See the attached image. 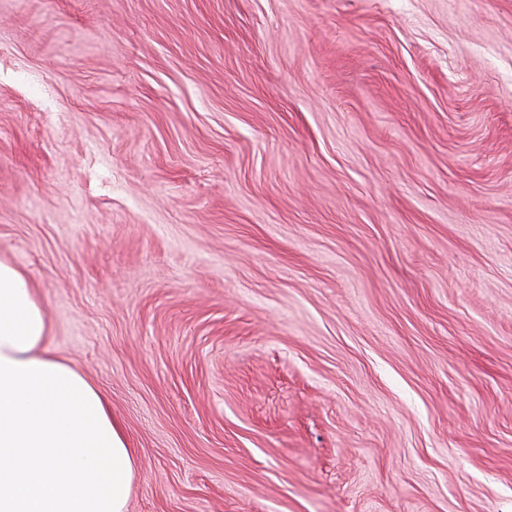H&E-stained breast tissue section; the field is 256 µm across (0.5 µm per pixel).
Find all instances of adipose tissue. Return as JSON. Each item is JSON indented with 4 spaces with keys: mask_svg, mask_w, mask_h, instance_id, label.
I'll list each match as a JSON object with an SVG mask.
<instances>
[{
    "mask_svg": "<svg viewBox=\"0 0 512 512\" xmlns=\"http://www.w3.org/2000/svg\"><path fill=\"white\" fill-rule=\"evenodd\" d=\"M137 457L57 353L27 276L0 260V512H125Z\"/></svg>",
    "mask_w": 512,
    "mask_h": 512,
    "instance_id": "ef3b65f1",
    "label": "adipose tissue"
}]
</instances>
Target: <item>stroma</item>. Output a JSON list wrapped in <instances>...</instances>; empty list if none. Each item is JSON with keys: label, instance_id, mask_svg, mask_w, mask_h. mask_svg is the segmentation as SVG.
I'll return each instance as SVG.
<instances>
[{"label": "stroma", "instance_id": "35a3bbf8", "mask_svg": "<svg viewBox=\"0 0 512 512\" xmlns=\"http://www.w3.org/2000/svg\"><path fill=\"white\" fill-rule=\"evenodd\" d=\"M126 512H512V0H0V259Z\"/></svg>", "mask_w": 512, "mask_h": 512}]
</instances>
